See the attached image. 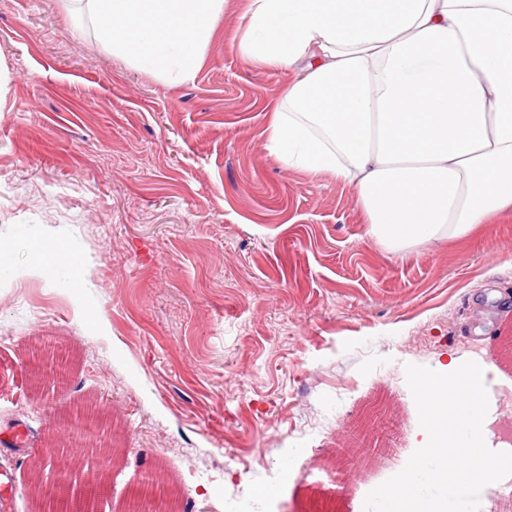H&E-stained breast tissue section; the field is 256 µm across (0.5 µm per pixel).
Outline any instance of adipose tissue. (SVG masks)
<instances>
[{
  "mask_svg": "<svg viewBox=\"0 0 512 512\" xmlns=\"http://www.w3.org/2000/svg\"><path fill=\"white\" fill-rule=\"evenodd\" d=\"M227 0H84L75 33L169 84L196 75ZM289 73L265 147L354 188L398 252L512 211V0H246L233 37Z\"/></svg>",
  "mask_w": 512,
  "mask_h": 512,
  "instance_id": "adipose-tissue-1",
  "label": "adipose tissue"
}]
</instances>
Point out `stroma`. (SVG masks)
<instances>
[{"label": "stroma", "mask_w": 512, "mask_h": 512, "mask_svg": "<svg viewBox=\"0 0 512 512\" xmlns=\"http://www.w3.org/2000/svg\"><path fill=\"white\" fill-rule=\"evenodd\" d=\"M244 4L169 85L76 37L63 0H0V232L31 230L0 285L8 512L66 426L25 370L44 341L112 441L97 512L151 478L177 512L261 487L264 512H359L425 442L409 363L475 361L512 409V212L398 253L369 238L352 187L265 149L288 75L233 47ZM74 245L72 279L51 250Z\"/></svg>", "instance_id": "obj_1"}]
</instances>
